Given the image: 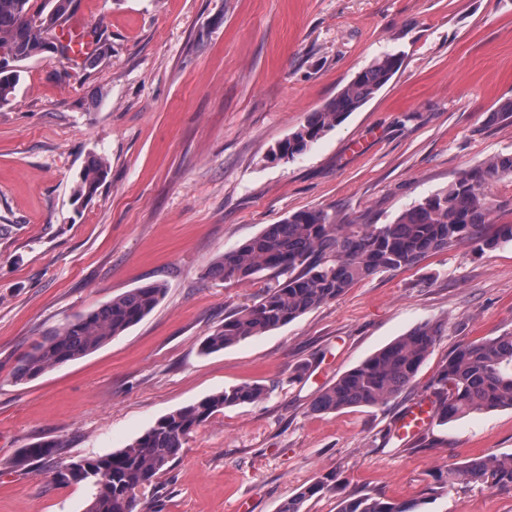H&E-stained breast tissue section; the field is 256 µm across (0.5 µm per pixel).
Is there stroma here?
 <instances>
[{
    "label": "stroma",
    "instance_id": "35a3bbf8",
    "mask_svg": "<svg viewBox=\"0 0 512 512\" xmlns=\"http://www.w3.org/2000/svg\"><path fill=\"white\" fill-rule=\"evenodd\" d=\"M103 33L86 65L46 53L17 63L0 106V512H84L91 489L63 464L127 447L164 415L226 387L261 401L225 408L138 494L139 512H279L328 473L306 512L373 492L418 512H512V489L435 477L512 454V409L388 436L460 344L512 331V242L468 241L357 282L335 301L223 351L202 344L274 274L206 269L288 215L335 211L387 224L457 175L512 152V0H78ZM402 65L303 156L271 151L363 68ZM108 176L75 200L90 157ZM163 284L155 310L96 352L27 383L16 360L49 330L130 289ZM425 322L442 334L410 388L377 407L318 413V393ZM51 457L19 464L24 448ZM336 490V473L328 474L313 484L302 488L288 499L279 512H304V504L316 495Z\"/></svg>",
    "mask_w": 512,
    "mask_h": 512
}]
</instances>
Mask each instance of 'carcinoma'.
<instances>
[{
	"mask_svg": "<svg viewBox=\"0 0 512 512\" xmlns=\"http://www.w3.org/2000/svg\"><path fill=\"white\" fill-rule=\"evenodd\" d=\"M75 14V0H0V53L20 62L42 42L64 43ZM394 54L376 59L321 110L310 113L274 155L294 160L304 155L348 113L361 108L400 68ZM17 75L0 69V105L10 102ZM108 175L102 160L91 157L79 173L75 197L94 195ZM512 177V153H500L462 172L448 187L403 211L388 224H342L323 208L295 212L239 247L227 251L205 272L209 278L246 281L269 271L283 281L267 287L252 304L224 318L203 341L209 353L261 336L335 300L355 283L380 271L412 267L453 244L469 240L480 250L512 242V224H493L487 188ZM164 288L152 283L113 297L98 308L54 328L20 356L11 372L14 383L39 378L67 362L89 355L149 315ZM441 334L438 324L424 323L344 373L313 401L318 412L375 407L397 397L411 384ZM432 387L434 418L446 424L473 413L512 409V331L464 343L448 355ZM267 389L244 383L210 394L161 417L128 447L111 454L81 458L77 471L58 470L62 485L94 489L85 512H136L137 493L172 466L183 442L214 413L258 402ZM48 445L25 449L18 460L53 454ZM446 484H480L512 488V455L474 457L448 468ZM336 490L329 474L302 488L280 512H303L316 495ZM337 512H416L415 506L370 492L343 497Z\"/></svg>",
	"mask_w": 512,
	"mask_h": 512,
	"instance_id": "obj_1",
	"label": "carcinoma"
}]
</instances>
